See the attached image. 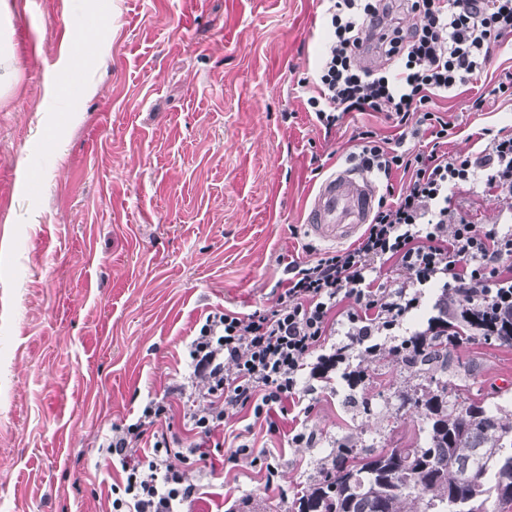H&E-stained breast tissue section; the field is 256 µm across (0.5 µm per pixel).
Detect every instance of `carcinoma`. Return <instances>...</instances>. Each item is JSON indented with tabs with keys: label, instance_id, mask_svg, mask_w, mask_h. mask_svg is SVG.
<instances>
[{
	"label": "carcinoma",
	"instance_id": "1",
	"mask_svg": "<svg viewBox=\"0 0 512 512\" xmlns=\"http://www.w3.org/2000/svg\"><path fill=\"white\" fill-rule=\"evenodd\" d=\"M438 326L412 340L414 362L448 367V335L478 326L483 336L512 343L507 326L461 320L448 332V306ZM425 444L419 448L338 449L334 462L294 504V512H486L512 509V414L481 402L448 404V388L423 394Z\"/></svg>",
	"mask_w": 512,
	"mask_h": 512
}]
</instances>
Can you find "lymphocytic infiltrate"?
<instances>
[{
  "label": "lymphocytic infiltrate",
  "mask_w": 512,
  "mask_h": 512,
  "mask_svg": "<svg viewBox=\"0 0 512 512\" xmlns=\"http://www.w3.org/2000/svg\"><path fill=\"white\" fill-rule=\"evenodd\" d=\"M416 17L403 27L386 0H325L322 39L305 100L325 131L352 112L385 114L398 126L425 128L428 144L401 148L376 132H358V168L386 180L369 223L353 246L313 261H289L273 304L242 316L208 313L186 346L179 406L152 398L131 419L113 425L98 453L121 474L108 512H191L204 444L224 451V464L263 472L277 484L278 463L243 442L224 449L218 437L242 412L279 430L290 408L310 415L315 380L345 361L349 351L402 329L424 289L459 298L471 314L512 306V228H488L450 209L448 193L480 182L512 200V133L491 137L478 155L449 153L450 125L435 98L466 85L486 67L494 45L512 34V0H402ZM410 175L401 189L393 172ZM403 280L382 283L385 265ZM345 343L328 348L336 325ZM182 416L193 436L173 432Z\"/></svg>",
  "instance_id": "lymphocytic-infiltrate-1"
}]
</instances>
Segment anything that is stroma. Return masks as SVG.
<instances>
[{
	"label": "stroma",
	"instance_id": "1",
	"mask_svg": "<svg viewBox=\"0 0 512 512\" xmlns=\"http://www.w3.org/2000/svg\"><path fill=\"white\" fill-rule=\"evenodd\" d=\"M6 0L13 84L0 92V512H107L120 474L97 446L112 424L178 379L186 342L215 309L270 305L291 259L329 250L304 212L353 133L396 139L385 115L354 112L325 132L300 79L314 67L319 0ZM95 20L97 47L64 63L69 30ZM106 48L99 63L97 48ZM97 92L54 99L71 71ZM512 46L440 107L449 152L478 153L482 128L512 132V99L494 94ZM450 208L504 225L512 205L481 186ZM385 339L331 373L309 423L311 446L254 428L280 465L266 489L249 468L201 478L193 512H292L338 447L421 444L415 399L512 412V345L473 336L448 367L416 368Z\"/></svg>",
	"mask_w": 512,
	"mask_h": 512
}]
</instances>
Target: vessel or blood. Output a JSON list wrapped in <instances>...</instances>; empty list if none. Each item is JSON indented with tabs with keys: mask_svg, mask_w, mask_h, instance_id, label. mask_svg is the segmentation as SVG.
<instances>
[{
	"mask_svg": "<svg viewBox=\"0 0 512 512\" xmlns=\"http://www.w3.org/2000/svg\"><path fill=\"white\" fill-rule=\"evenodd\" d=\"M375 198V186L364 174L339 169L327 177L311 204L307 216L310 235L342 243L365 224Z\"/></svg>",
	"mask_w": 512,
	"mask_h": 512,
	"instance_id": "vessel-or-blood-1",
	"label": "vessel or blood"
}]
</instances>
